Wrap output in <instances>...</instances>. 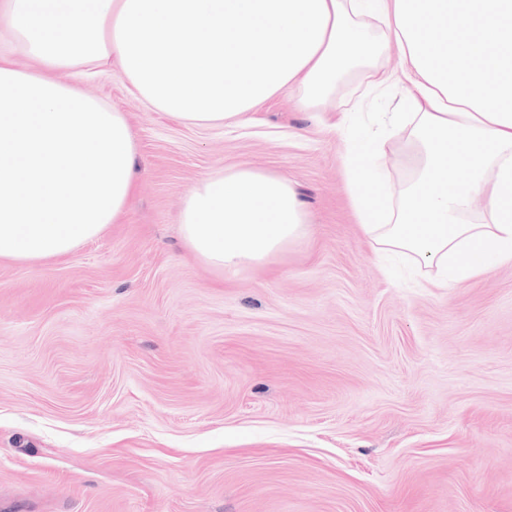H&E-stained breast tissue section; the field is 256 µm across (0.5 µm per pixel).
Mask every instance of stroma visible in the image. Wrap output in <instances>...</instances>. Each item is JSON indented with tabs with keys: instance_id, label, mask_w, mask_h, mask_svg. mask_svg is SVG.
I'll return each instance as SVG.
<instances>
[{
	"instance_id": "35a3bbf8",
	"label": "stroma",
	"mask_w": 512,
	"mask_h": 512,
	"mask_svg": "<svg viewBox=\"0 0 512 512\" xmlns=\"http://www.w3.org/2000/svg\"><path fill=\"white\" fill-rule=\"evenodd\" d=\"M55 78L127 113L137 191L67 258L0 259V512H512L511 265L428 288L378 258L345 140L290 90L200 127L113 71ZM238 167L290 179L311 233L221 277L179 217Z\"/></svg>"
}]
</instances>
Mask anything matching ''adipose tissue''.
<instances>
[{
	"mask_svg": "<svg viewBox=\"0 0 512 512\" xmlns=\"http://www.w3.org/2000/svg\"><path fill=\"white\" fill-rule=\"evenodd\" d=\"M392 45L407 87L388 134L407 179L386 199L379 153L350 135L336 84L361 65L367 95L382 93ZM96 67L186 125L248 121L295 88L314 120L337 114L374 252L436 268L438 288L512 265V0H0V258L68 256L130 206L126 113L50 77ZM17 97L27 111H12Z\"/></svg>",
	"mask_w": 512,
	"mask_h": 512,
	"instance_id": "1",
	"label": "adipose tissue"
}]
</instances>
